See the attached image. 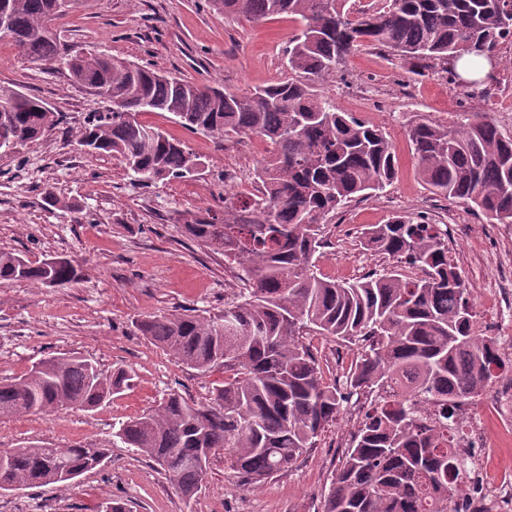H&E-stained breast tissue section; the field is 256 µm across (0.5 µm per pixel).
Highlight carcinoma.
<instances>
[{
  "mask_svg": "<svg viewBox=\"0 0 512 512\" xmlns=\"http://www.w3.org/2000/svg\"><path fill=\"white\" fill-rule=\"evenodd\" d=\"M235 20L286 15L297 23L284 49L283 79L245 93L200 86L159 74L126 58L95 52L69 55L73 82L112 92V110L87 115L77 143L117 159L147 186L198 168L182 141L142 123L167 112L192 133L218 138L257 136L270 156L254 171L256 192L224 197V217L183 224L190 239L224 254L244 291L224 312L155 314L136 323L141 336L181 364L206 374L224 368L210 397L194 402L173 392L154 409L121 423L116 437L153 461L185 497L206 472L186 463L229 451L243 487H256L316 445L355 394L374 395L324 494L322 512H448L461 490L464 458L448 453V421L459 405L512 374V359L494 353V339L474 327L471 291L449 256L439 225L394 215L362 231L365 250L397 265L356 281L317 275L326 218L356 197L384 189L397 157L379 128L342 111L323 87L363 47L389 50L409 72L439 68L448 83L479 84L457 71L465 56L486 57L512 43L506 0H383L355 9L349 0H209ZM76 0H4L12 30L0 34L28 58L52 62L55 38L44 23ZM60 123L42 99L0 85V139L18 153ZM409 141L418 173L432 192L512 224V135L487 112L458 113L442 125L422 119ZM65 259L32 263L0 251V286L26 280L49 288L78 281ZM306 335L359 344L343 382H327ZM123 368L104 374L76 354L48 357L30 371L0 381V420L60 410L92 411L131 387ZM424 398L434 413L418 411ZM109 444L19 445L0 460V484L22 490L70 485L101 467Z\"/></svg>",
  "mask_w": 512,
  "mask_h": 512,
  "instance_id": "obj_1",
  "label": "carcinoma"
}]
</instances>
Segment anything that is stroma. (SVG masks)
<instances>
[{
    "label": "stroma",
    "mask_w": 512,
    "mask_h": 512,
    "mask_svg": "<svg viewBox=\"0 0 512 512\" xmlns=\"http://www.w3.org/2000/svg\"><path fill=\"white\" fill-rule=\"evenodd\" d=\"M59 41L77 51L128 58L158 71L229 91L276 82L285 74L283 51L296 29L286 17L237 21L214 12L208 0H81L56 20ZM0 83L46 101L66 120L18 154L0 155V249L30 261L69 259L84 273L64 288L28 281L0 287V380L18 377L35 362L60 353L92 359L106 373L124 368L133 385L92 411L29 414L0 422V448L28 442L56 444L108 440L111 460L70 486L49 484L0 494V512H99L109 498L132 512H321L323 496L339 467L368 402L352 396L336 423L289 468L261 487H240L224 451L211 458L201 490L185 498L152 462L114 440L122 421L157 407L167 394L208 398L223 369L200 374L140 336L142 318L195 309L222 313L241 284L215 253L182 231L192 214L223 213L224 197L254 191L253 173L269 146L257 137L222 141L192 133L172 115L144 113L198 155L197 173L142 187L133 185L112 157L78 149L72 134L108 104L73 84L62 62H34L0 42ZM342 110L381 129L394 145L397 175L379 192L330 215L317 266L336 280L363 277L388 266L364 250L359 232L393 214L422 215L448 232V247L466 283L492 288L499 262L482 244L512 237V228L488 223L469 206L434 195L421 180L408 130L426 118L452 123L457 112H486L512 134V68L501 65L485 93L465 95L444 73H408L388 52L367 48L352 56L344 79L326 84ZM78 205L80 215L49 207L45 189ZM311 345L326 380L342 375L355 348L331 338Z\"/></svg>",
    "instance_id": "obj_1"
}]
</instances>
